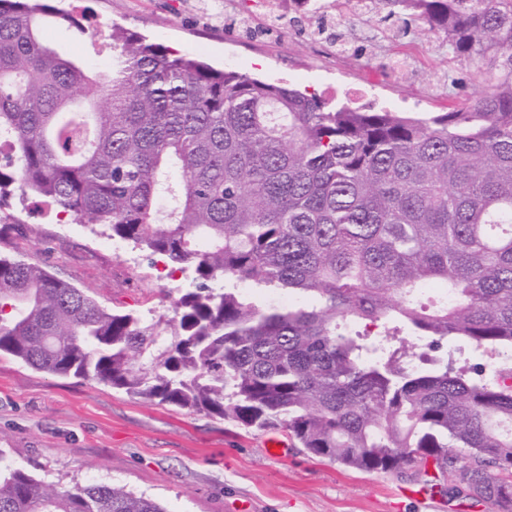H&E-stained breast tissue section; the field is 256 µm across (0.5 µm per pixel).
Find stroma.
Here are the masks:
<instances>
[{
	"label": "stroma",
	"instance_id": "stroma-1",
	"mask_svg": "<svg viewBox=\"0 0 512 512\" xmlns=\"http://www.w3.org/2000/svg\"><path fill=\"white\" fill-rule=\"evenodd\" d=\"M56 6L86 13L89 22L75 33L45 25L46 41L103 75L111 61L104 41L116 25L215 68L355 107L420 115L481 93L468 84L436 91L434 75L446 66L436 43L423 45L428 69L396 85L379 59L338 60L328 41L310 38L301 22L270 35L249 31L241 15L251 11L250 0H56ZM10 212L0 255L39 262L108 308L167 314L169 290L190 285L162 257L129 245L114 254L98 226L58 220L35 200L13 199ZM0 448L56 488L107 482L166 512H490L486 504L438 493L443 477L433 468L424 483L347 470L311 458L287 431H247L96 380L52 376L3 354Z\"/></svg>",
	"mask_w": 512,
	"mask_h": 512
}]
</instances>
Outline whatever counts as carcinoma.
Returning <instances> with one entry per match:
<instances>
[{"label": "carcinoma", "mask_w": 512, "mask_h": 512, "mask_svg": "<svg viewBox=\"0 0 512 512\" xmlns=\"http://www.w3.org/2000/svg\"><path fill=\"white\" fill-rule=\"evenodd\" d=\"M371 2L363 23L443 38L448 84L482 95L423 117L335 105L120 27L102 80L41 38L83 16L0 0V202L31 195L195 284L156 319L0 256V355L280 427L348 469L464 465L448 498L512 512V0ZM429 288L448 302L426 306ZM459 340L493 366H455ZM0 512L166 509L106 482L57 490L0 450Z\"/></svg>", "instance_id": "obj_1"}]
</instances>
